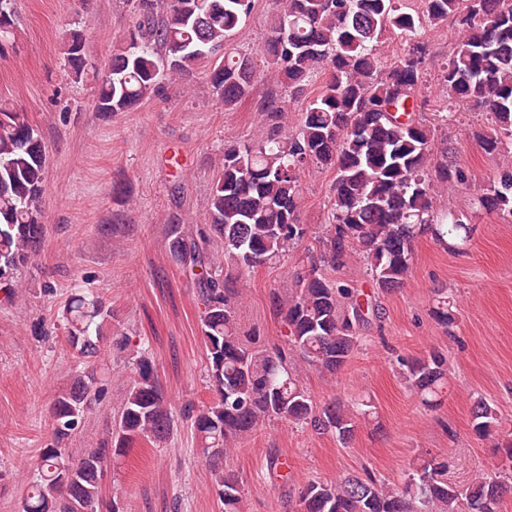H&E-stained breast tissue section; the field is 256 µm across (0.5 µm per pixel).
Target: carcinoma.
<instances>
[{"label":"carcinoma","instance_id":"carcinoma-1","mask_svg":"<svg viewBox=\"0 0 512 512\" xmlns=\"http://www.w3.org/2000/svg\"><path fill=\"white\" fill-rule=\"evenodd\" d=\"M134 29L97 73L96 110L128 112L154 97L166 75L208 64L213 91L232 109L263 79L253 59L232 47V37L255 0H127ZM453 21L464 32L443 69L448 102L469 101L492 116L482 148L499 155L512 145V0H421L409 12L404 0H284L267 29V73L289 98L266 97L259 111L266 136L253 144L226 145L218 158L208 201V223L192 234L171 225L169 251L196 286L207 349L210 397L176 408L164 395L145 349L136 350L134 374L113 414L110 436L73 460L66 442L93 413L101 387L92 370H75L51 411L55 444L33 464L35 479L22 512H100L102 476L143 440L170 441L176 418L186 422L212 468L213 488L224 512H244L242 481L223 460L257 427L271 421L307 425L345 444L359 422L375 414L371 400L333 399L318 406L303 387L297 361L336 373L358 348L361 332L380 318L372 296L340 285L310 264L296 274V288L271 294L273 315L284 327L282 343L267 345L242 333V292L233 282L258 267L285 261L308 233L300 223V175L307 168L334 174L331 222L318 237L322 262L333 269L356 253L376 288L391 291L407 277L414 242L425 234L439 243L466 240L471 228L448 213L434 223L436 189L463 185L469 174L448 162L452 149L434 155L436 129L419 120L426 44L423 22ZM14 0H0V56L14 44ZM394 33L407 49L382 69L384 36ZM66 62L73 77L85 70L82 37L70 36ZM322 89L290 108L318 73ZM45 150L27 113L0 103V299L18 297L14 274L44 236L39 208L45 190ZM483 207L512 214V168L499 175ZM454 301L436 293L432 313L448 326ZM110 318L102 299L72 288L62 306L65 341L79 364L100 356ZM400 374L421 403L443 402L447 354L397 356ZM472 431L480 438L504 433L495 405L476 397ZM493 474L464 485L448 482V458L415 457L398 483L375 474L348 473L314 480L300 492L297 512H502L512 497V433Z\"/></svg>","mask_w":512,"mask_h":512}]
</instances>
